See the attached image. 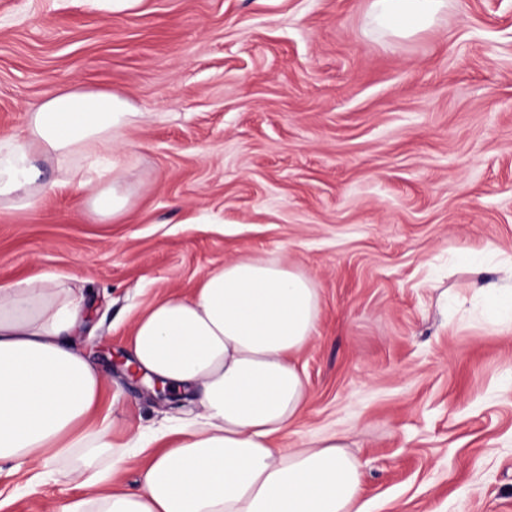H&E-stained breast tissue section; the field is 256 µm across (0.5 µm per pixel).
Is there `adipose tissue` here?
<instances>
[{
  "label": "adipose tissue",
  "instance_id": "ef3b65f1",
  "mask_svg": "<svg viewBox=\"0 0 512 512\" xmlns=\"http://www.w3.org/2000/svg\"><path fill=\"white\" fill-rule=\"evenodd\" d=\"M445 0H373L376 22L398 36L424 30ZM109 90L64 87L0 134V209L27 212L60 185L86 215L120 222L133 208L126 131L142 122ZM62 172L48 180L41 163ZM85 300L47 272L0 286V462L67 467L88 496L49 512H363L361 463L331 432L300 448L277 441L303 410L295 364L319 315L301 271L258 256L206 270L187 296H165L135 318L127 363L199 410L138 438L151 452L141 487L115 478L127 443L112 439L100 406L110 376L77 334Z\"/></svg>",
  "mask_w": 512,
  "mask_h": 512
}]
</instances>
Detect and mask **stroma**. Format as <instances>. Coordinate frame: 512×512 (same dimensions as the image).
Returning a JSON list of instances; mask_svg holds the SVG:
<instances>
[{
    "label": "stroma",
    "instance_id": "obj_1",
    "mask_svg": "<svg viewBox=\"0 0 512 512\" xmlns=\"http://www.w3.org/2000/svg\"><path fill=\"white\" fill-rule=\"evenodd\" d=\"M371 0H0V130L68 85L123 93L122 223L68 186L0 210V284L45 271L83 289L81 341L121 352L133 313L186 295L244 255L319 290L298 357L304 414L280 447L341 431L367 512H512V327L488 316L462 261L512 255V0H447L408 38ZM448 309L440 311L439 298ZM126 429L173 409L113 374ZM0 467V512H47L82 491L64 470ZM94 8L108 13L139 14L145 0H85Z\"/></svg>",
    "mask_w": 512,
    "mask_h": 512
}]
</instances>
